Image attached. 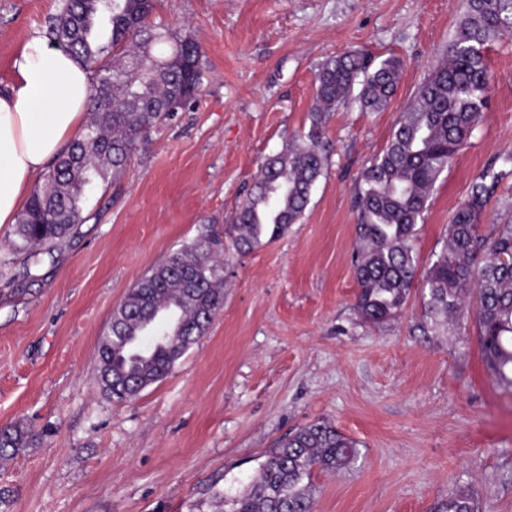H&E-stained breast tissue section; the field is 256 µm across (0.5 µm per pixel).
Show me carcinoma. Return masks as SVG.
<instances>
[{
	"mask_svg": "<svg viewBox=\"0 0 512 512\" xmlns=\"http://www.w3.org/2000/svg\"><path fill=\"white\" fill-rule=\"evenodd\" d=\"M154 0H63L48 36L92 74L91 119L45 174L15 224V251L32 276L84 222L82 202L97 181L117 178L137 144L200 94L202 56L190 35L152 29ZM512 38V0H466L446 49L418 87L385 150L355 186L359 224L354 272L356 309L367 322L390 320L413 288L418 258L412 246L431 193L476 129L488 104L486 51ZM166 48L156 56L154 45ZM403 64H373L345 52L322 61L308 134L261 165L256 181L225 228L235 251L251 252L303 218L325 156L319 146L330 113L345 103L380 112L395 94ZM502 172L487 167L471 183L440 251L422 278L424 314L451 329L475 306L481 352L496 384L512 389V224L486 233L481 219ZM217 241L203 235L170 254L114 310L98 346V377L118 400L137 397L162 381L207 331L224 305V262ZM193 273L189 286L180 271ZM35 435L15 424L0 429V458L28 448ZM360 456L358 442L332 424L316 422L275 442L254 479L223 500L220 512H313L315 471L338 473ZM433 512H479L466 486L448 491Z\"/></svg>",
	"mask_w": 512,
	"mask_h": 512,
	"instance_id": "1",
	"label": "carcinoma"
}]
</instances>
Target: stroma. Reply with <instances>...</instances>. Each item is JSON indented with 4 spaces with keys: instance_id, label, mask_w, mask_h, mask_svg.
Here are the masks:
<instances>
[{
    "instance_id": "stroma-1",
    "label": "stroma",
    "mask_w": 512,
    "mask_h": 512,
    "mask_svg": "<svg viewBox=\"0 0 512 512\" xmlns=\"http://www.w3.org/2000/svg\"><path fill=\"white\" fill-rule=\"evenodd\" d=\"M59 0H0V90ZM464 0H156L151 20L202 49L196 103L153 132L120 176L88 194L85 221L33 277L0 226V427L37 443L0 460V512H217L266 451L325 421L360 444L314 475L315 512H430L468 486L480 512H512V390L482 359L473 320L433 328L413 288L395 319L359 316L358 175L451 39ZM362 51L404 64L380 112L339 107L301 223L224 254V306L161 382L117 401L98 380L112 312L169 253L224 227L261 163L307 134L315 72ZM489 106L436 183L414 248L420 268L487 166L502 170L483 229L512 223V39L492 46Z\"/></svg>"
}]
</instances>
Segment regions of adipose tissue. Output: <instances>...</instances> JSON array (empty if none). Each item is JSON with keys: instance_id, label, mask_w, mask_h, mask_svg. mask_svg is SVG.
I'll list each match as a JSON object with an SVG mask.
<instances>
[{"instance_id": "ef3b65f1", "label": "adipose tissue", "mask_w": 512, "mask_h": 512, "mask_svg": "<svg viewBox=\"0 0 512 512\" xmlns=\"http://www.w3.org/2000/svg\"><path fill=\"white\" fill-rule=\"evenodd\" d=\"M0 95V225L15 221L26 189L70 143L89 110L91 77L47 39L27 40Z\"/></svg>"}]
</instances>
